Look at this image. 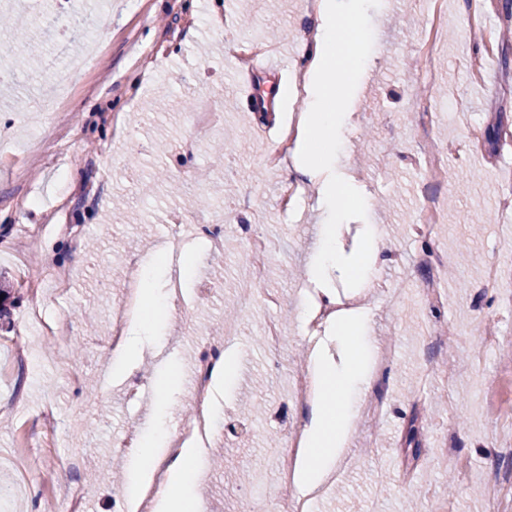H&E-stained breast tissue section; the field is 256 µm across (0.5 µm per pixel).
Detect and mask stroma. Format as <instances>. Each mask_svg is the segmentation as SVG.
Listing matches in <instances>:
<instances>
[{"label":"stroma","instance_id":"35a3bbf8","mask_svg":"<svg viewBox=\"0 0 512 512\" xmlns=\"http://www.w3.org/2000/svg\"><path fill=\"white\" fill-rule=\"evenodd\" d=\"M108 24H99V17ZM81 22L102 49L78 70L65 106L47 96L43 69L35 82L18 72L0 90V512H45L60 489L78 485L82 512H114L127 459L113 453L125 434L144 435L157 413V383L178 376L174 422L192 413L191 373L200 340L225 338L237 356L230 392L215 402L234 433L206 448L200 477L201 512H244L255 482L279 488L271 442L305 430L309 411L292 387L306 371L315 342L332 344L329 324L305 334L301 304L307 267L320 236V195L278 211L285 182L267 165L301 106L294 65L313 17L296 0H72L66 25ZM425 22L419 0H374L366 26L373 64L351 88L353 119L341 162L370 200L349 214L347 249L365 224L385 234L390 258L370 287L335 282L339 298H360L371 314L375 344L395 357L370 392L383 399L379 425L356 420L340 454L347 462L328 485L316 512H489L488 478L512 471V452L497 441L512 430V311L485 280L491 258L512 260V210L498 199L512 186V10L505 0H448L446 37L434 61L437 84L427 125L419 110L420 80L410 44ZM292 52L291 69L277 72L269 52ZM270 93L259 108L243 98L247 81ZM224 115L222 126L192 143L187 114L200 106ZM428 135L451 142L448 180L430 179L408 157ZM388 166H380L382 155ZM436 199L443 222L431 238L412 229L421 203ZM198 216L178 246L168 242L170 216ZM225 228L224 248H209L207 229ZM269 245L265 280L250 309L225 317L239 300L247 257L244 226ZM39 231L32 248L29 231ZM169 248L171 261L190 256L195 280L174 306V321L148 340L130 374L112 372L108 332L126 288L128 259ZM443 264L433 272L427 252ZM70 270L64 291L42 272L47 261ZM216 291L197 301L199 284ZM437 283L443 302L422 293ZM67 326L53 340L35 335L31 310ZM285 338L278 358L263 342L268 321ZM501 338L489 346L488 338ZM40 359L21 371L19 356ZM140 379L138 400L125 397L129 375ZM469 464L456 472L455 460Z\"/></svg>","mask_w":512,"mask_h":512}]
</instances>
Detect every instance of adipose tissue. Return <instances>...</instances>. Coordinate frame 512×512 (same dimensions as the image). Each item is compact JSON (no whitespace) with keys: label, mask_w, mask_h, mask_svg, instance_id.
Here are the masks:
<instances>
[{"label":"adipose tissue","mask_w":512,"mask_h":512,"mask_svg":"<svg viewBox=\"0 0 512 512\" xmlns=\"http://www.w3.org/2000/svg\"><path fill=\"white\" fill-rule=\"evenodd\" d=\"M369 5L370 0H319L316 23L304 40L302 78L306 96L291 169L317 186L322 197L325 221L307 276L317 285L320 300L331 304L336 301L329 286L332 276L367 287L387 249L382 235L372 225L367 227L364 246L356 254L346 255L339 241L343 218L369 207L367 197L338 166L345 154L343 131L351 119L347 108L349 90L355 76L366 66L372 43L363 24ZM164 261V251H157L153 263L142 266L139 272L137 291L146 313L128 328L114 372L126 371L141 356L145 339L154 335L162 320L166 294L157 286V275ZM332 321L336 325L338 358H330L317 348L309 359V371L327 402L316 409L301 442L304 455L295 468L293 481L303 493L318 489L327 480L346 430L358 418L374 382L373 339L367 310L337 313ZM179 392L172 378L160 388L161 414L153 431L139 440L131 456L124 490L129 505H137L142 491L160 476L164 479V492L155 502L154 512H196L198 508L200 449L185 446L172 459L165 453L172 439L165 412Z\"/></svg>","instance_id":"adipose-tissue-1"}]
</instances>
